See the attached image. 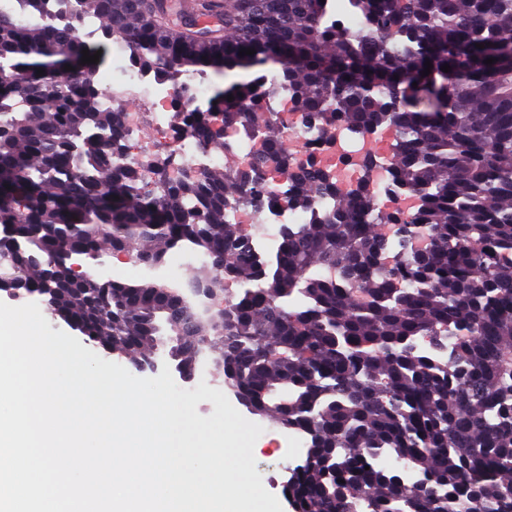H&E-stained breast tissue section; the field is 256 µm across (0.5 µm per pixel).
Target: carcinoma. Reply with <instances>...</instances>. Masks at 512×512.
<instances>
[{
	"mask_svg": "<svg viewBox=\"0 0 512 512\" xmlns=\"http://www.w3.org/2000/svg\"><path fill=\"white\" fill-rule=\"evenodd\" d=\"M350 2L366 11L364 34L336 24L330 0L1 4L0 277L145 362L157 326L176 306L189 313V299L150 278L103 282L88 263L110 251L146 267L185 246L222 253L219 275L247 289L196 317L173 357L191 370L205 352L252 413L308 438L287 487L296 512H512V0ZM199 17L224 19V36L186 34ZM86 20L99 22L93 37L80 34ZM106 40L181 92L179 74L280 66L270 89L259 75L207 112L174 105L173 130L205 151L230 149L225 128L261 139L249 167L177 181L158 171L156 195L119 164L120 113L102 109L97 68L81 63ZM68 63L84 76L64 74ZM282 92L322 136L338 121L360 135L393 129L388 191L413 194L416 211L382 210L365 178L344 192L314 159L297 164L265 103ZM272 168L310 219L282 225L262 269L224 204L261 202Z\"/></svg>",
	"mask_w": 512,
	"mask_h": 512,
	"instance_id": "cac0c4a2",
	"label": "carcinoma"
}]
</instances>
